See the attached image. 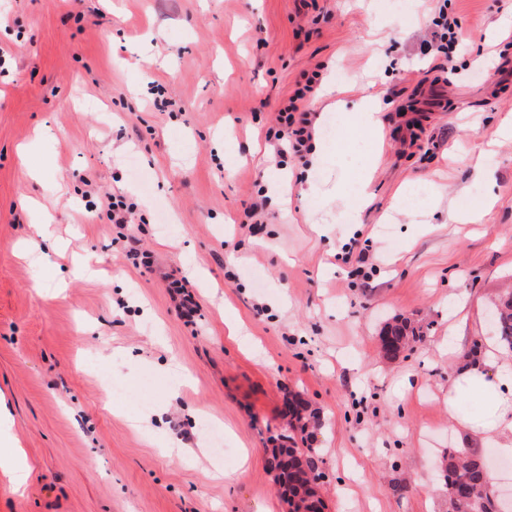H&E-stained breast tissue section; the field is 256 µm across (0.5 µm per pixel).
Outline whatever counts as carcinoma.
I'll return each instance as SVG.
<instances>
[{"instance_id":"cac0c4a2","label":"carcinoma","mask_w":512,"mask_h":512,"mask_svg":"<svg viewBox=\"0 0 512 512\" xmlns=\"http://www.w3.org/2000/svg\"><path fill=\"white\" fill-rule=\"evenodd\" d=\"M491 313L495 338L500 347L512 352V290L509 289L498 296L493 302ZM424 337L423 327L414 324L404 317H395L386 323L381 338L380 349L383 357L393 360L413 342ZM303 406H298L295 420L290 422L293 429L302 433V437H288L290 445L288 455L297 464L306 463L315 471V480H320L324 474L319 472L317 449L306 443L303 434L308 426L316 423V415L311 412L301 415ZM304 447H299V444ZM269 469L278 472L277 479L282 492L288 501L289 512H299L301 506L295 501L296 488L292 485L293 474L283 459L282 452L272 451L267 456ZM439 468L443 478V492L448 496L450 512H503L495 497L493 486L489 479V471L484 458L475 453L464 454L453 448L448 449L441 457Z\"/></svg>"}]
</instances>
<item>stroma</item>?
Instances as JSON below:
<instances>
[{
  "instance_id": "35a3bbf8",
  "label": "stroma",
  "mask_w": 512,
  "mask_h": 512,
  "mask_svg": "<svg viewBox=\"0 0 512 512\" xmlns=\"http://www.w3.org/2000/svg\"><path fill=\"white\" fill-rule=\"evenodd\" d=\"M436 4L0 0V440L31 468L22 491L0 471V512H288L266 450L292 394L319 417L326 512H448L449 448L512 484L498 437L462 426L483 400L448 416L472 343L500 351L488 313L512 282V0H448L465 33L449 76L423 49ZM315 72L328 159L300 183L301 157L276 165L267 137ZM341 85L378 98L380 134L336 110ZM364 178L343 223L338 187ZM114 195L136 205L123 229ZM462 208L473 222H449ZM356 241L365 279L336 259ZM395 316L427 332L389 361Z\"/></svg>"
}]
</instances>
